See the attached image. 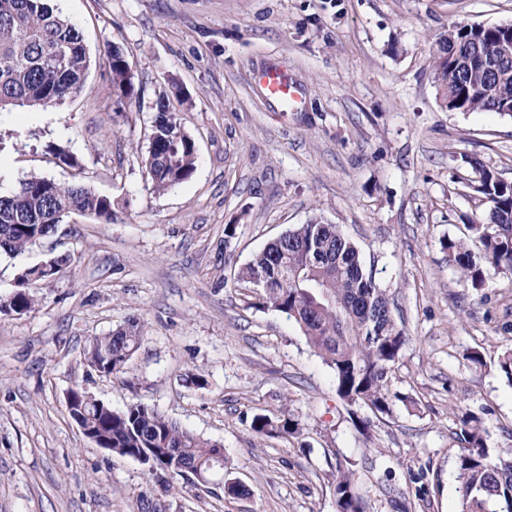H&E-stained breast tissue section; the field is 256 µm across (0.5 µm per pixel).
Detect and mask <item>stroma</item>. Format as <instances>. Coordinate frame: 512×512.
Returning <instances> with one entry per match:
<instances>
[{"mask_svg": "<svg viewBox=\"0 0 512 512\" xmlns=\"http://www.w3.org/2000/svg\"><path fill=\"white\" fill-rule=\"evenodd\" d=\"M94 59L80 92L50 109L0 111V191L37 175L110 197L114 222L73 214L17 258L0 256V297L22 268L66 253L31 283L22 315L0 314V512H336L337 459L353 463L366 512H459L460 417L490 452L512 449V276L483 287L441 248L487 202L464 184L471 160L512 182V119L442 107L430 65L455 22L512 25V0H53ZM119 48L135 93L118 99ZM282 67L306 91L280 111L256 79ZM180 86L192 176L163 195L142 157L154 104ZM58 145L78 167L52 155ZM339 225L386 288L410 341L389 376L391 414L340 399L332 371L285 315L235 283L289 228ZM144 341L125 372L87 364L94 337L130 317ZM480 352L482 366L469 356ZM206 381L197 388L187 381ZM83 387L120 410L153 407L224 449L223 476L168 494L137 460L89 440L71 419ZM288 411L299 431L257 437V414ZM242 484V497L223 482Z\"/></svg>", "mask_w": 512, "mask_h": 512, "instance_id": "obj_1", "label": "stroma"}]
</instances>
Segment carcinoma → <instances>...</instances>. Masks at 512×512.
<instances>
[{
    "instance_id": "obj_1",
    "label": "carcinoma",
    "mask_w": 512,
    "mask_h": 512,
    "mask_svg": "<svg viewBox=\"0 0 512 512\" xmlns=\"http://www.w3.org/2000/svg\"><path fill=\"white\" fill-rule=\"evenodd\" d=\"M505 43H512V27L463 22L437 38L431 67L445 108L512 118V57L500 58ZM109 64L112 85L130 97L134 87L119 49L109 52ZM92 65L82 32L49 0H0V110L60 106L79 92ZM154 110L142 163L151 192L161 195L193 174L197 152L169 96L158 98ZM470 188L489 203L478 223L469 226L479 252L457 238L443 240L441 247L461 278L480 288L489 267L512 274V184L489 170ZM75 208L108 222L116 217L111 199L80 182L62 185L31 176L17 189L0 193V255L15 258L53 236L54 225ZM33 271L25 269L16 291L0 299V313L34 308L36 299L27 290ZM257 282L263 304L296 322L332 370L339 398L391 412L388 374L409 337L394 319L385 289L338 225L314 219L289 229L237 273V284L245 290L253 291ZM143 340L141 323L130 319L94 337L86 353L88 365L96 372L110 365L113 374L122 373ZM69 415L94 431L101 447L152 461L149 478L166 491L180 487L182 480L194 484L208 477L220 448L147 405L133 403L117 411L79 386L72 390ZM461 424L463 446L456 461L461 512H512V449L493 455L476 417L465 415ZM250 428L258 436L288 435L298 431V423L283 411L254 416ZM334 493L339 512H365L348 460L336 461Z\"/></svg>"
}]
</instances>
